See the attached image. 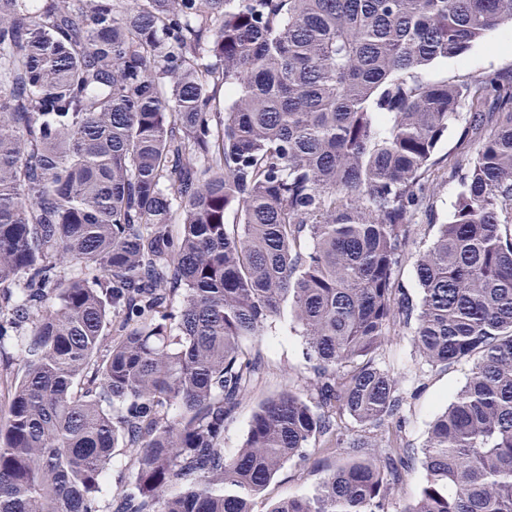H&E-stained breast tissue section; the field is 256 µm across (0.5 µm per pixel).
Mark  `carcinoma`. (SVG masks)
I'll return each mask as SVG.
<instances>
[{
	"instance_id": "carcinoma-1",
	"label": "carcinoma",
	"mask_w": 512,
	"mask_h": 512,
	"mask_svg": "<svg viewBox=\"0 0 512 512\" xmlns=\"http://www.w3.org/2000/svg\"><path fill=\"white\" fill-rule=\"evenodd\" d=\"M498 30L512 0H0V512H101L118 453L106 512H253L317 439L347 462L268 512H390L416 461L401 512H512V75L431 76ZM285 312L314 400L226 456ZM401 331L470 364L419 449ZM459 112H462L461 118L465 117V113L467 112L466 108H461ZM460 118L459 121H453L448 125V131L445 134V136L441 139L439 142L435 157L439 158L441 160H444L446 157L448 159V155L450 157H460L461 147L458 143V135H459V128L460 125L463 123L462 119ZM458 193L457 185L454 183L443 184L437 191L434 203V214L436 223L444 224L449 221L454 210ZM424 472L419 462L414 464L413 469L404 477L399 485V492L396 504H393L391 512H399L403 504L414 499L423 482Z\"/></svg>"
}]
</instances>
